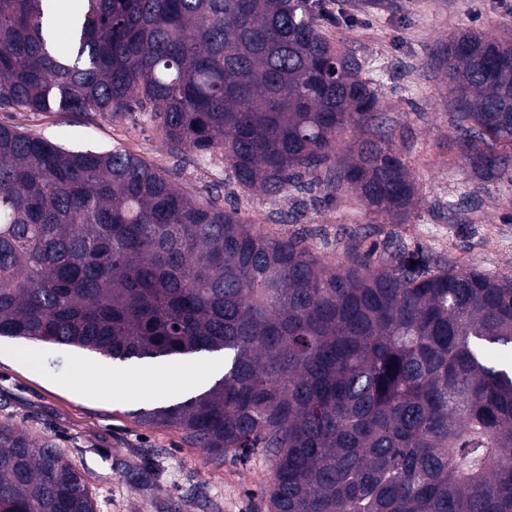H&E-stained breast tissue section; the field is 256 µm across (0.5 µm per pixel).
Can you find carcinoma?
Returning a JSON list of instances; mask_svg holds the SVG:
<instances>
[{
	"instance_id": "carcinoma-1",
	"label": "carcinoma",
	"mask_w": 512,
	"mask_h": 512,
	"mask_svg": "<svg viewBox=\"0 0 512 512\" xmlns=\"http://www.w3.org/2000/svg\"><path fill=\"white\" fill-rule=\"evenodd\" d=\"M0 0V108L139 110L170 155L224 158L293 209L351 192L403 224L419 202L378 90L321 25L322 0ZM431 66L480 181L512 166V40L465 31ZM357 134L338 155L344 135ZM476 191L445 204L455 217ZM326 261L193 199L123 150L0 125V337L113 360L224 353V375L138 413L219 459L267 457V512H512V277L353 235ZM0 512H96L54 445L0 424Z\"/></svg>"
}]
</instances>
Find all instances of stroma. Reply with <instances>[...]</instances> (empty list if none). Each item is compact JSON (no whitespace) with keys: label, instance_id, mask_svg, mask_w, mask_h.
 Returning <instances> with one entry per match:
<instances>
[{"label":"stroma","instance_id":"stroma-1","mask_svg":"<svg viewBox=\"0 0 512 512\" xmlns=\"http://www.w3.org/2000/svg\"><path fill=\"white\" fill-rule=\"evenodd\" d=\"M324 31L360 60L377 87L380 110L396 125L397 148L417 181L421 203L407 223L373 224L354 196L308 210L296 224L272 222L287 200L238 192L221 157L175 166L159 132L141 112L120 118L82 112L0 109V124L75 150L121 149L171 174L192 197L220 194L244 219L268 233L306 234L309 246L337 256L336 235L353 230L364 248L397 239L435 253L443 262L489 274L512 275V171L485 184L482 202L452 223L444 205L458 198L472 172L453 146L448 87L425 66L432 46L461 30L499 36L512 28V0H325ZM25 344L0 340V423L36 442L50 440L82 472L98 512H266L263 488L272 466L255 455L246 462L214 460L169 427L138 423V412L172 404L167 392L181 381L170 359L151 361L133 385H102L79 394L67 381L77 361L111 367L110 359L39 344L40 361L19 356Z\"/></svg>","mask_w":512,"mask_h":512}]
</instances>
